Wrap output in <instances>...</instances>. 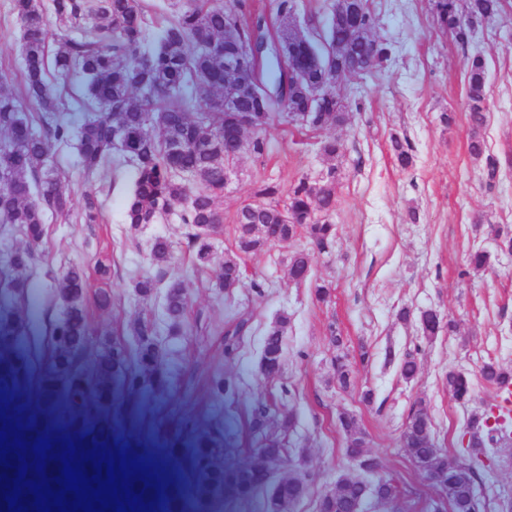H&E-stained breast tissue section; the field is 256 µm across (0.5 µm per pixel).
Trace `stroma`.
I'll use <instances>...</instances> for the list:
<instances>
[{"label": "stroma", "mask_w": 512, "mask_h": 512, "mask_svg": "<svg viewBox=\"0 0 512 512\" xmlns=\"http://www.w3.org/2000/svg\"><path fill=\"white\" fill-rule=\"evenodd\" d=\"M375 33L392 46L384 72L348 85L350 124L308 131L280 122L261 132L264 158L243 155L239 177L227 189L221 209L223 230L217 251L234 247L233 217L253 187L272 180L288 187L297 178L316 174L325 162L320 140L334 135L344 144L338 164L343 178L336 187V236L329 248L314 252L310 277L295 283L288 277V257L308 248L307 239L275 244L245 258L246 287L225 296L216 283L219 265L194 274L185 244V227L177 217L144 226L136 240L126 236L123 210L132 184V168L116 182L81 170L73 147L57 150L58 172L74 190L73 203L85 193L96 195L104 217L100 224L56 221L48 226L36 267L29 278V300L43 307L47 291L73 265L91 266L96 250L112 255V307L89 305L96 335L130 341L133 324L142 317L163 319V296L142 300L134 272L151 270L162 284L183 280L189 287L187 325L178 336L160 331L163 361L175 393L169 398L119 395L112 402V443L134 445L147 460L165 455L171 442L181 444L169 468L189 471L192 439L217 420L228 419L218 454L225 465L258 461L249 433L254 409L269 405L267 431L287 434L304 451V471L314 492L333 486L354 471L346 457V438L338 416L357 414L368 450L379 463L377 474L396 486L392 512H426L447 501L400 446L411 407L424 402L437 444L449 455L480 465L477 493L488 512L512 501V442L474 450L468 446L472 415L494 408L497 398L480 377L483 363L512 369V255L498 251L494 227L512 231V0L493 21L475 26L467 49L441 33L433 22V0H372ZM20 30L10 0H0V80L20 86ZM482 55L488 69V121L482 131L487 150L501 163L494 185H486L481 164L471 160L465 75L468 58ZM450 114L444 123L442 114ZM410 141L415 162L402 170L389 150L391 135ZM417 221H410V212ZM168 238L175 258L165 266L151 264L148 245L155 236ZM482 248L491 265L474 272L467 257ZM326 284V301L313 288ZM408 309L409 320L397 317ZM435 309L453 320L454 332L423 336L421 310ZM287 316L288 350L276 378L259 376L260 350L266 329ZM245 333L230 339L237 324ZM342 336L351 385L340 389L335 376L336 351L331 334ZM415 354L417 378H401L397 361ZM473 381V399L462 404L449 393L448 369ZM237 380L239 389L227 402L214 403L209 379L214 371ZM372 390L373 402L361 399ZM292 415L293 428L283 432L281 418ZM166 456V455H165Z\"/></svg>", "instance_id": "stroma-1"}]
</instances>
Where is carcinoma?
Returning <instances> with one entry per match:
<instances>
[{
	"label": "carcinoma",
	"instance_id": "obj_1",
	"mask_svg": "<svg viewBox=\"0 0 512 512\" xmlns=\"http://www.w3.org/2000/svg\"><path fill=\"white\" fill-rule=\"evenodd\" d=\"M176 0L172 13L154 28L145 0H11L20 26L22 82L14 92L0 86V226L18 231L25 245L0 268V398L13 405L10 422L22 424L23 439L35 446L48 438L61 452V444L75 443L78 451H106L112 446V422L105 412L112 408L117 387L135 394L169 385L168 372L152 324L134 328L131 349L120 341H104L89 351L91 331L87 319L85 271L69 269L50 289L52 307L39 327L25 309L27 273L35 263L52 219L81 224L102 223L96 196H85L73 211V190L55 172L52 157L57 148L74 145L82 168L89 173H117L130 166L134 177L127 197L124 223L134 237L145 224L177 216L186 228V245L195 271L215 263L214 240L222 223L220 205L231 184L228 173H238L244 154L259 160L265 141L254 135L241 142L238 118L246 112L255 131L279 113L293 125L308 130L343 126L349 119L341 87L384 68L391 44L375 36L371 0H334L329 23L322 29L305 27L295 17V0H277L276 21L264 15L244 19L245 0ZM437 20L458 44L468 45L474 23L492 19L502 11V0H435ZM233 44L224 46V38ZM244 64L247 82L224 77V51ZM488 72L484 58L470 57L466 75L469 123L473 134L468 153L485 161V182L492 185L500 162L487 153L479 131L486 125ZM234 106L224 109V98ZM393 159L402 169L413 166V148L399 136L390 138ZM319 154L330 164L314 176L304 175L283 191L277 182H261L251 200L235 217V251L220 262L218 287L231 293L244 283L242 259L263 252L273 244L306 235L318 250L330 247L336 235V184L341 170L335 161L343 145L332 135L319 142ZM151 264L172 262L171 242L162 236L149 245ZM102 280L95 298L98 307H112L108 288L112 256L95 262ZM311 254L298 250L288 257V275L296 283L308 279ZM142 299L152 297L154 277L144 272L136 278ZM189 305L184 282L169 284L164 298L168 331L180 333ZM423 335L434 337L443 329L453 331L434 310L420 313ZM288 317L276 319L264 334L260 372L276 377L285 363ZM421 370L418 358L408 353L399 365L407 381ZM484 382L496 388L512 384V370L488 362L480 369ZM448 391L465 404L472 397L470 378L454 370L445 376ZM36 382L31 395L27 385ZM237 383L217 375L210 392L230 397ZM93 396L100 411L87 414L85 399ZM494 414L473 416L470 446L486 447L491 433H511L504 421L493 427ZM267 409L253 412L250 427L263 437L259 452L265 459L284 461L293 449L279 438L263 436ZM347 435L346 453L372 472L375 459L367 454L365 433L351 414L340 419ZM402 447L412 459L448 469V486L441 488L451 512H479L476 467L458 468L457 461L433 437L428 415L415 403L401 436ZM196 471L186 488L178 481L165 484L133 478V490L144 491L142 512H196L195 504L228 490L249 502L267 490L275 474L261 472L250 462L231 468L216 458V444L199 439L192 448ZM340 491L317 494V512H363L369 499L387 503L396 496L394 484L384 478L369 483L346 473ZM311 493L307 475H293L276 482L266 512H294V506ZM161 498H155V495Z\"/></svg>",
	"mask_w": 512,
	"mask_h": 512
}]
</instances>
